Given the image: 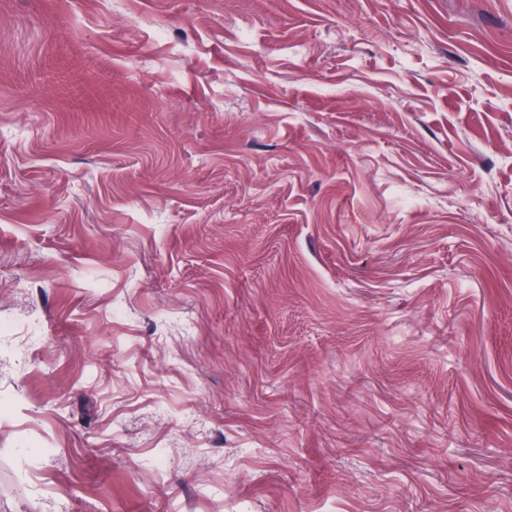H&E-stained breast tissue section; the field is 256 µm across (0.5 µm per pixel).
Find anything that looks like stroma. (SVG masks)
Returning <instances> with one entry per match:
<instances>
[{"label":"stroma","mask_w":512,"mask_h":512,"mask_svg":"<svg viewBox=\"0 0 512 512\" xmlns=\"http://www.w3.org/2000/svg\"><path fill=\"white\" fill-rule=\"evenodd\" d=\"M0 512H512V0H0Z\"/></svg>","instance_id":"35a3bbf8"}]
</instances>
